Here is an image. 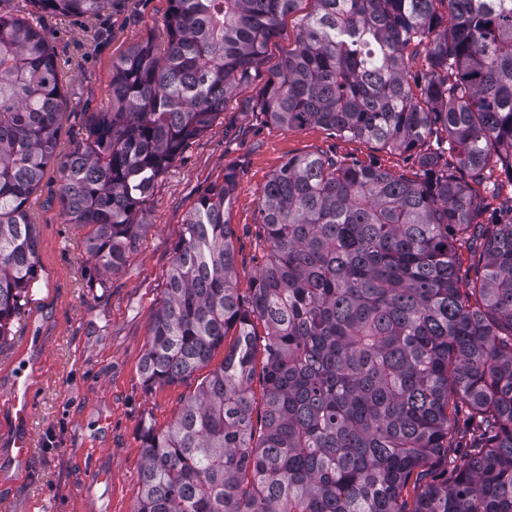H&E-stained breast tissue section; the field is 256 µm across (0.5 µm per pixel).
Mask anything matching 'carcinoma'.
<instances>
[{"label": "carcinoma", "instance_id": "obj_1", "mask_svg": "<svg viewBox=\"0 0 512 512\" xmlns=\"http://www.w3.org/2000/svg\"><path fill=\"white\" fill-rule=\"evenodd\" d=\"M3 2L0 343L36 279L30 199L74 111L40 16L95 17L112 0H32L34 18ZM301 2L168 0L163 48L146 40L112 60L110 110L84 113L58 166L64 221L89 228L78 246L91 287L121 271L137 206ZM312 2L258 111L416 152L420 174L289 158L259 198L268 254L245 300L234 174L198 199L152 315L144 384H181L224 358L166 428L141 427L135 512H406L403 490L451 447L461 415L473 451L412 512H512V197L505 218L478 223L481 204L421 150L434 135L492 190L512 184V0Z\"/></svg>", "mask_w": 512, "mask_h": 512}]
</instances>
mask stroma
<instances>
[{"label": "stroma", "instance_id": "1", "mask_svg": "<svg viewBox=\"0 0 512 512\" xmlns=\"http://www.w3.org/2000/svg\"><path fill=\"white\" fill-rule=\"evenodd\" d=\"M312 7L303 0L299 12L285 17L249 88L228 99L223 115L159 177L136 212V244L106 287L86 285L88 261L77 247L83 231L64 223L58 171L48 167L31 200L39 263L30 302L0 344V468L7 470L0 479V512H134L142 425L166 427L202 379L197 373L178 385L146 388L141 363L150 316L190 212L227 169L236 172L230 223L244 296L266 261L259 196L288 158L328 156L408 178L418 172L413 153L344 139L315 125L288 129L252 111L250 97L293 46L302 15ZM167 10L168 0H112L95 18L44 17L68 97L80 111H107L113 59L143 40L162 42ZM20 361L32 376L28 434L36 448L23 467L3 455L15 434L9 393Z\"/></svg>", "mask_w": 512, "mask_h": 512}]
</instances>
